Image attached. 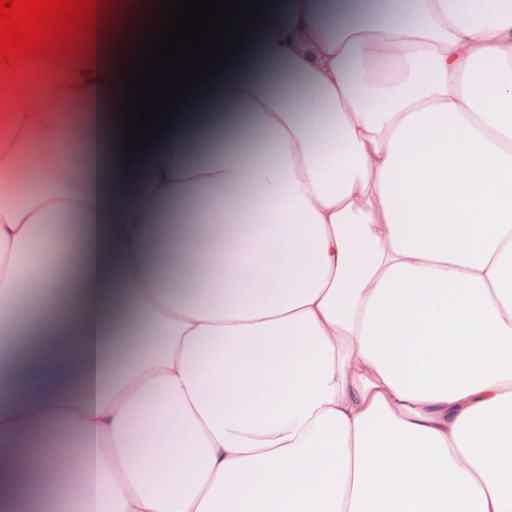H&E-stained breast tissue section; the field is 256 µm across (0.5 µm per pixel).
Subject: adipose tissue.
Returning a JSON list of instances; mask_svg holds the SVG:
<instances>
[{"instance_id": "1", "label": "adipose tissue", "mask_w": 512, "mask_h": 512, "mask_svg": "<svg viewBox=\"0 0 512 512\" xmlns=\"http://www.w3.org/2000/svg\"><path fill=\"white\" fill-rule=\"evenodd\" d=\"M356 11L274 0L132 163L131 0L0 79V512L65 453L83 512H512V0Z\"/></svg>"}]
</instances>
